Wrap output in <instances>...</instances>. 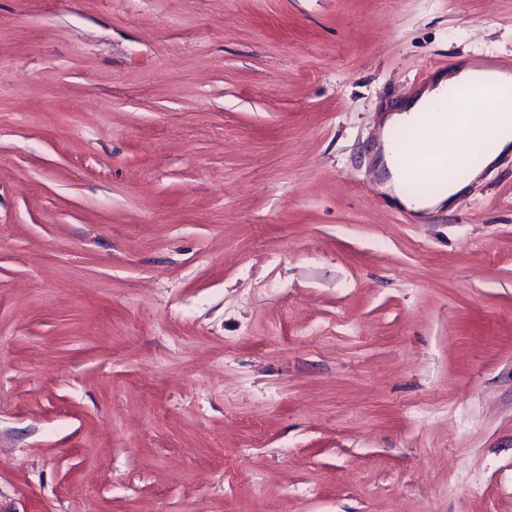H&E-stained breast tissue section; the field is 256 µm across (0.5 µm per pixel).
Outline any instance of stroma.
<instances>
[{
    "label": "stroma",
    "instance_id": "1",
    "mask_svg": "<svg viewBox=\"0 0 512 512\" xmlns=\"http://www.w3.org/2000/svg\"><path fill=\"white\" fill-rule=\"evenodd\" d=\"M512 0H0V512H512V153L379 114Z\"/></svg>",
    "mask_w": 512,
    "mask_h": 512
}]
</instances>
